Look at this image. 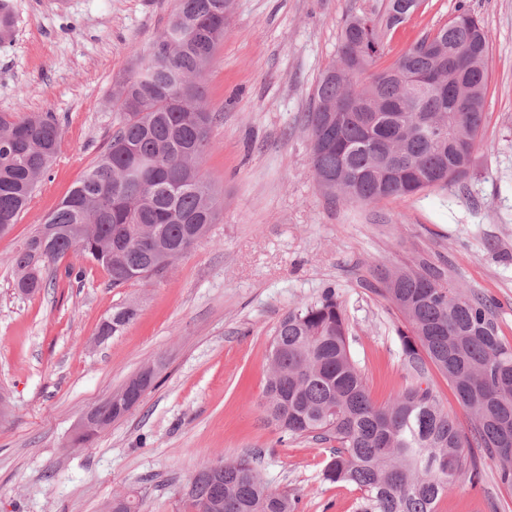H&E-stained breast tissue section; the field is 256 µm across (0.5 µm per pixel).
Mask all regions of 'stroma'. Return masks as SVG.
<instances>
[{"instance_id": "obj_1", "label": "stroma", "mask_w": 512, "mask_h": 512, "mask_svg": "<svg viewBox=\"0 0 512 512\" xmlns=\"http://www.w3.org/2000/svg\"><path fill=\"white\" fill-rule=\"evenodd\" d=\"M0 43V112H49L62 143L16 224L0 237V512H100L136 491L142 512H186L184 491L208 461L257 459L264 481L298 512H362L355 485L330 482L331 443L281 436L260 405L278 322L334 289L353 360L383 404L408 373L405 322L370 288L375 267L446 264L461 290L496 307L512 344V0H425L387 37L393 62L466 10L489 37L484 121L467 177L376 205L331 200L311 168L305 115L336 59L345 18L369 0H231L224 40L202 80L216 120L202 170L220 214L160 278L122 288L101 265L57 276L26 296L12 259L105 151L115 94L175 0H12ZM136 318L97 337L117 308ZM156 379L140 403L87 442L74 430L142 366ZM459 479L439 512H512L493 461Z\"/></svg>"}]
</instances>
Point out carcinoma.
Wrapping results in <instances>:
<instances>
[{"instance_id":"obj_1","label":"carcinoma","mask_w":512,"mask_h":512,"mask_svg":"<svg viewBox=\"0 0 512 512\" xmlns=\"http://www.w3.org/2000/svg\"><path fill=\"white\" fill-rule=\"evenodd\" d=\"M424 0H381L350 15L337 61L322 75L305 116L315 177L338 175L328 194L377 204L464 179L452 170L457 148L475 149L489 79L488 34L459 12L392 63L385 36ZM229 0H177L165 30L119 89L117 128L84 178L16 252V287L34 294L43 271L70 255L67 277L84 261L103 266L112 287L168 269L170 252L191 250L218 219L200 170L213 113L200 76L224 40ZM14 29L10 0H0V43ZM354 98L336 121V107ZM62 133L49 112L0 113V234L11 229L56 157ZM377 291L408 324L398 330L414 384L384 406L370 398L353 361L336 293L285 315L272 338L262 414L281 434L334 442L325 477L364 492L363 512H437L448 488L466 476L482 482L483 460L496 461L512 491V346L498 336L485 297L462 292L448 269L420 259L376 269ZM136 316L112 313L114 335ZM466 408L464 432L426 385L429 366ZM128 386L96 407L112 422L130 411ZM200 466L186 493L193 512H297L298 500L268 486L254 462L240 458L216 482Z\"/></svg>"}]
</instances>
